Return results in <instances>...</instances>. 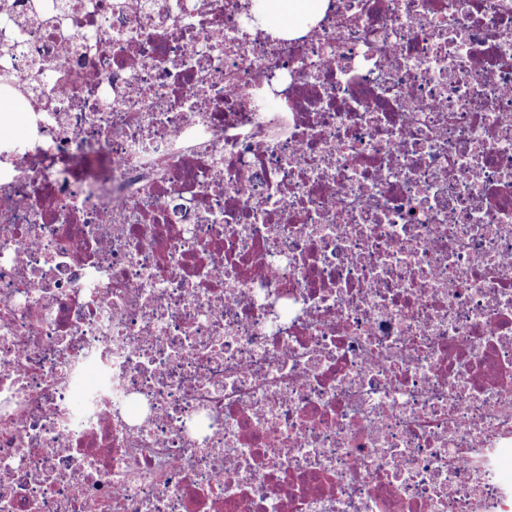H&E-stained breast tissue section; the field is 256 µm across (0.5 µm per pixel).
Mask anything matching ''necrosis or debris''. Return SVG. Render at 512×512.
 Instances as JSON below:
<instances>
[{
  "label": "necrosis or debris",
  "instance_id": "4bbe7bcc",
  "mask_svg": "<svg viewBox=\"0 0 512 512\" xmlns=\"http://www.w3.org/2000/svg\"><path fill=\"white\" fill-rule=\"evenodd\" d=\"M257 12L0 0V512H512V0Z\"/></svg>",
  "mask_w": 512,
  "mask_h": 512
}]
</instances>
